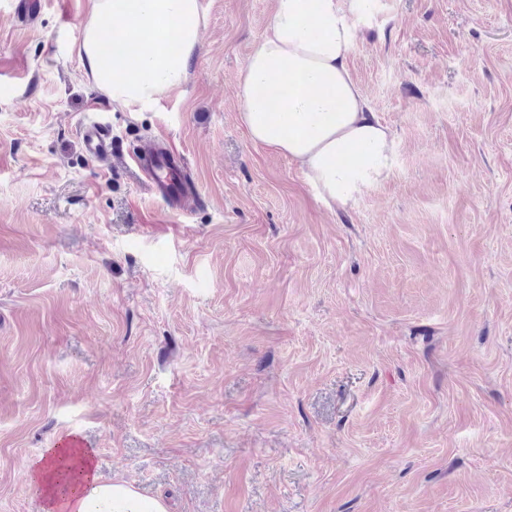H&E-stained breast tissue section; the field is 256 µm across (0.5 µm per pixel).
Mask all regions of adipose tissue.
Here are the masks:
<instances>
[{"mask_svg": "<svg viewBox=\"0 0 512 512\" xmlns=\"http://www.w3.org/2000/svg\"><path fill=\"white\" fill-rule=\"evenodd\" d=\"M360 0H274L266 35L239 80L240 117L250 139L295 161L328 208L353 205L387 178L395 140L353 79L348 57ZM201 0H92L81 36L82 62L113 102L142 109L179 88L200 42ZM124 51L100 60L104 32ZM79 474L53 492L58 461ZM41 512H169L160 497L125 481L101 482L91 448L44 449L28 466Z\"/></svg>", "mask_w": 512, "mask_h": 512, "instance_id": "ef3b65f1", "label": "adipose tissue"}]
</instances>
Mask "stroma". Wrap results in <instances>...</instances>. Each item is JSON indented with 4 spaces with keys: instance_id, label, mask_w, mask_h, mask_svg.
I'll list each match as a JSON object with an SVG mask.
<instances>
[{
    "instance_id": "35a3bbf8",
    "label": "stroma",
    "mask_w": 512,
    "mask_h": 512,
    "mask_svg": "<svg viewBox=\"0 0 512 512\" xmlns=\"http://www.w3.org/2000/svg\"><path fill=\"white\" fill-rule=\"evenodd\" d=\"M12 2L0 512H39L27 465L70 432L171 512H512V0H365L349 67L395 149L336 210L240 119L273 0H202L188 82L144 110L80 61L91 0ZM90 119L120 148L89 167ZM130 157L148 183L150 191L175 207V211L179 210L183 199L192 193L193 188L188 185L184 191L179 190V183L185 180L178 174L182 168L176 159L160 150L145 148Z\"/></svg>"
}]
</instances>
